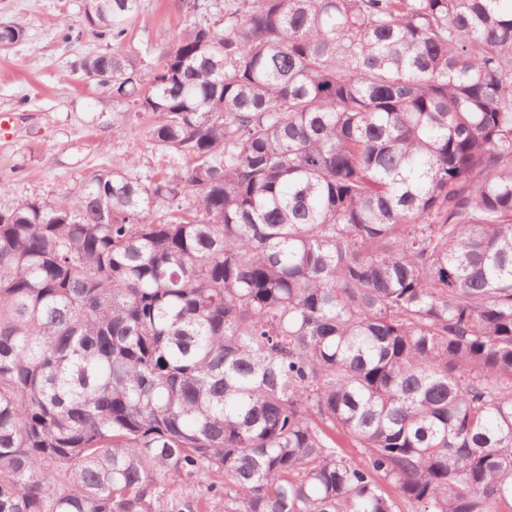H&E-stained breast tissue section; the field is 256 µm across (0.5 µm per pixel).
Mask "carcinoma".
Here are the masks:
<instances>
[{
	"label": "carcinoma",
	"mask_w": 512,
	"mask_h": 512,
	"mask_svg": "<svg viewBox=\"0 0 512 512\" xmlns=\"http://www.w3.org/2000/svg\"><path fill=\"white\" fill-rule=\"evenodd\" d=\"M81 71L173 166L0 212V512H512V0H243ZM214 481H222L218 475H202L192 480L189 484L172 485L165 495L164 503H162L160 512H178L171 510L174 504H182L186 500H192L193 497H202L206 491L208 484Z\"/></svg>",
	"instance_id": "cac0c4a2"
}]
</instances>
